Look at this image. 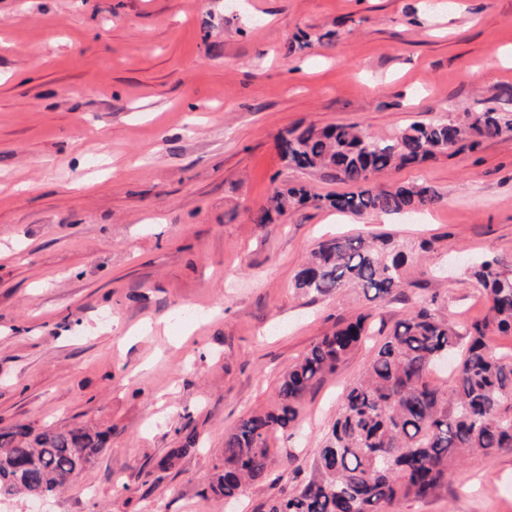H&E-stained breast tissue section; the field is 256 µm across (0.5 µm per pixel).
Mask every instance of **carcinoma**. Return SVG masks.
Masks as SVG:
<instances>
[{
	"label": "carcinoma",
	"instance_id": "obj_1",
	"mask_svg": "<svg viewBox=\"0 0 512 512\" xmlns=\"http://www.w3.org/2000/svg\"><path fill=\"white\" fill-rule=\"evenodd\" d=\"M506 131H512V119L493 109L463 121L416 123L391 139L353 125L287 130L278 148L289 166L326 170L355 190L323 199L303 186L279 187L255 223L271 224L273 215L309 202L352 215H400L435 206L442 195L430 185L373 187L370 180L454 148L475 150ZM407 260L403 246L386 234L334 236L311 253L295 275V287L318 295L353 287L371 301L383 300L402 287ZM469 273L486 294L485 315L461 333L434 295L397 321L346 387L310 476L294 492L279 491L262 512H391L404 499L446 490L448 468L456 463L512 448V359L491 343L495 334L512 336V263L484 260ZM368 318L361 314L314 343L284 375L274 409L240 420L224 438V467L210 481L212 493L232 501L247 482H281L282 475L269 468V435H293L306 395L365 340ZM453 355L455 387L448 396L431 374L436 363ZM109 435L84 428L37 431L25 423L0 428V496L49 497L64 489L75 469L96 463ZM196 444L197 435L188 434L162 465H174Z\"/></svg>",
	"mask_w": 512,
	"mask_h": 512
}]
</instances>
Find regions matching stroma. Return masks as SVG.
Returning <instances> with one entry per match:
<instances>
[{"label": "stroma", "instance_id": "35a3bbf8", "mask_svg": "<svg viewBox=\"0 0 512 512\" xmlns=\"http://www.w3.org/2000/svg\"><path fill=\"white\" fill-rule=\"evenodd\" d=\"M489 108L512 113V0H0V427L112 432L70 486L0 512H257L269 484L230 510L209 483L289 366L337 324L389 327L430 295L470 323L485 299L449 259L512 262V132L376 177L442 194L410 217L306 205L257 224L274 187L350 190L289 167L279 134L396 137ZM370 231L422 254L409 286L374 302L295 288L320 241ZM379 342L307 395L293 436L270 437L286 490ZM189 432L196 448L160 468ZM395 512H512V449Z\"/></svg>", "mask_w": 512, "mask_h": 512}]
</instances>
